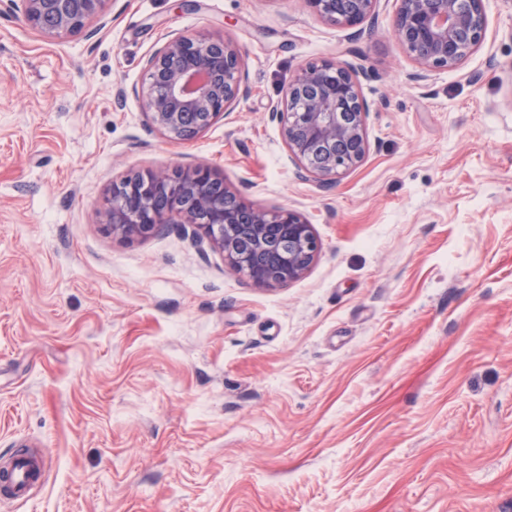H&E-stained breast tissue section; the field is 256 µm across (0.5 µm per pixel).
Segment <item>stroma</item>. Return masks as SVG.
Here are the masks:
<instances>
[{
    "label": "stroma",
    "instance_id": "35a3bbf8",
    "mask_svg": "<svg viewBox=\"0 0 512 512\" xmlns=\"http://www.w3.org/2000/svg\"><path fill=\"white\" fill-rule=\"evenodd\" d=\"M396 8L353 38L304 0H107L48 39L0 0V463L50 461L0 512H512V0L419 83ZM172 32L244 63L188 142L134 93ZM323 60L370 106L325 189L268 116ZM198 163L312 225L304 277L255 287L180 224L104 231L113 182Z\"/></svg>",
    "mask_w": 512,
    "mask_h": 512
}]
</instances>
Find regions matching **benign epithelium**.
<instances>
[{"instance_id":"7a95c632","label":"benign epithelium","mask_w":512,"mask_h":512,"mask_svg":"<svg viewBox=\"0 0 512 512\" xmlns=\"http://www.w3.org/2000/svg\"><path fill=\"white\" fill-rule=\"evenodd\" d=\"M28 25L59 38L95 23L105 25L106 0H11ZM327 22L352 28L374 24L379 0H306ZM392 33L418 65L416 82L436 70L454 69L485 43L483 0H396ZM147 77L135 94L150 124L172 141L196 138L239 97L243 61L231 41L170 34L146 61ZM362 68L325 60L298 69L284 92V106L269 111L284 133L288 152L322 187L359 166L369 144L368 102L360 94ZM105 231L123 241L141 240L170 224H190L198 241L254 286L276 288L301 278L319 243L298 213L242 202L209 166L132 172L112 183L105 199ZM246 238L243 251L238 240Z\"/></svg>"}]
</instances>
